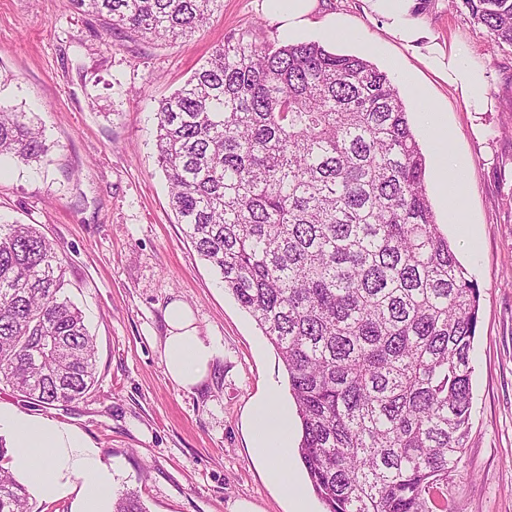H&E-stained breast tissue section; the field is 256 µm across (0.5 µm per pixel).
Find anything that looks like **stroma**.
<instances>
[{"instance_id":"35a3bbf8","label":"stroma","mask_w":512,"mask_h":512,"mask_svg":"<svg viewBox=\"0 0 512 512\" xmlns=\"http://www.w3.org/2000/svg\"><path fill=\"white\" fill-rule=\"evenodd\" d=\"M258 3L222 0L208 24L168 42L104 34L70 0H0V103L35 113L50 148L32 167L0 159V219L37 225L56 245L97 348V381L82 399L45 404L1 385L0 406L80 430L112 465L114 497L136 495L147 512H230L240 499L292 512L251 454L244 422L266 389L290 401L285 369L176 223L153 146L158 101L215 45L241 34L284 41ZM329 18L344 30L332 51L365 57L398 87L437 221L480 290L466 470L452 493L460 512H512V47L492 46L448 0H421L415 48L370 0H317L309 39ZM449 53L480 74L483 99L467 103L429 60ZM427 108L448 132L468 225L448 221ZM175 298L219 348L210 381L192 392L166 376L160 356Z\"/></svg>"}]
</instances>
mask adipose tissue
<instances>
[{
	"instance_id": "adipose-tissue-1",
	"label": "adipose tissue",
	"mask_w": 512,
	"mask_h": 512,
	"mask_svg": "<svg viewBox=\"0 0 512 512\" xmlns=\"http://www.w3.org/2000/svg\"><path fill=\"white\" fill-rule=\"evenodd\" d=\"M373 2L395 38L407 44L418 40L420 32L410 20L413 0ZM261 7L284 32L293 33L309 24L316 0H261ZM165 323L161 359L167 376L186 391L202 386L218 355L215 343L200 335L192 311L183 301L167 305ZM247 423L253 448L266 462L268 480L292 502L294 512H308L304 487L286 466L291 419L276 390H269L251 405ZM2 429L10 434V470L28 475L42 499L70 500L71 512H112V467L78 430L49 418L0 408Z\"/></svg>"
}]
</instances>
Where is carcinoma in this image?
<instances>
[{
	"instance_id": "1",
	"label": "carcinoma",
	"mask_w": 512,
	"mask_h": 512,
	"mask_svg": "<svg viewBox=\"0 0 512 512\" xmlns=\"http://www.w3.org/2000/svg\"><path fill=\"white\" fill-rule=\"evenodd\" d=\"M512 47V0H450ZM110 35L184 39L220 0H71ZM177 223L274 346L327 512H455L467 452L479 289L438 224L426 157L389 75L318 41L229 37L156 109ZM0 103V157L44 159ZM34 224H0V384L68 403L96 345ZM27 489L0 466V512ZM113 512H147L133 495Z\"/></svg>"
}]
</instances>
